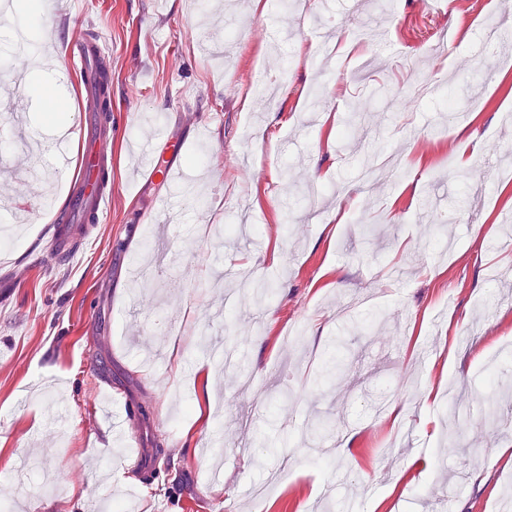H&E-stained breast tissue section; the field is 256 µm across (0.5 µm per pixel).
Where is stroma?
Returning <instances> with one entry per match:
<instances>
[{
	"mask_svg": "<svg viewBox=\"0 0 512 512\" xmlns=\"http://www.w3.org/2000/svg\"><path fill=\"white\" fill-rule=\"evenodd\" d=\"M316 30L279 0H80L49 12L56 87L80 159L78 80L61 81L75 27L110 53L112 203L74 257L37 261L67 178L28 144L48 135L33 84L13 76L0 21V195L30 185L34 220L0 225V479L12 512H499L512 491V40L484 72L481 31L512 0H310ZM310 54H302V47ZM287 75L272 109L247 106L252 70ZM439 82L441 98L417 84ZM342 86L343 96L333 95ZM478 110L448 112L446 99ZM177 138L176 181L138 172V139ZM350 204H342V192ZM169 196L172 209L156 199ZM281 248L283 259L272 264ZM268 283L276 297L229 309ZM233 350L209 354L200 337ZM427 387L456 399L424 404ZM492 383L497 401L475 398ZM166 448L143 478L116 438ZM396 443L393 457L383 456ZM287 466L257 499L267 473Z\"/></svg>",
	"mask_w": 512,
	"mask_h": 512,
	"instance_id": "35a3bbf8",
	"label": "stroma"
}]
</instances>
